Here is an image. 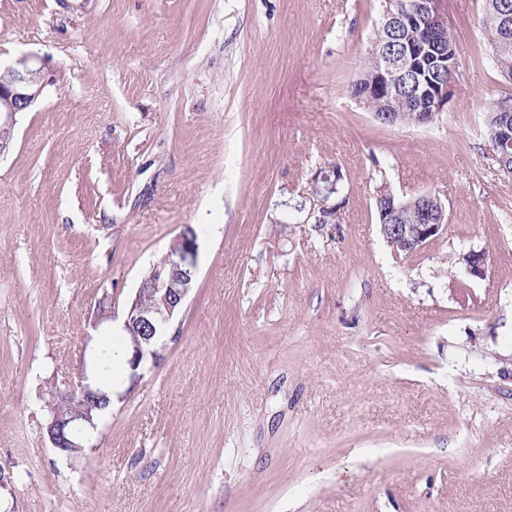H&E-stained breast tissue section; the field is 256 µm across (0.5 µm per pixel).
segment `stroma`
Instances as JSON below:
<instances>
[{
	"label": "stroma",
	"mask_w": 512,
	"mask_h": 512,
	"mask_svg": "<svg viewBox=\"0 0 512 512\" xmlns=\"http://www.w3.org/2000/svg\"><path fill=\"white\" fill-rule=\"evenodd\" d=\"M440 6L453 96L397 128L348 93L379 0H0V70L53 81L0 154V512H512V177L483 134L512 82L483 0ZM383 186L446 230L395 252ZM188 224L178 338L59 456L47 387Z\"/></svg>",
	"instance_id": "1"
}]
</instances>
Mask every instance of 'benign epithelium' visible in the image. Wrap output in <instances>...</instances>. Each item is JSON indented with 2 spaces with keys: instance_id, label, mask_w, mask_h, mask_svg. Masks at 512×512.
<instances>
[{
  "instance_id": "benign-epithelium-1",
  "label": "benign epithelium",
  "mask_w": 512,
  "mask_h": 512,
  "mask_svg": "<svg viewBox=\"0 0 512 512\" xmlns=\"http://www.w3.org/2000/svg\"><path fill=\"white\" fill-rule=\"evenodd\" d=\"M392 21L416 29V42L395 60L389 59L383 52L375 54L373 68L365 78L369 93L374 90L392 93L395 73L420 68L428 62L425 48L431 46L440 37L441 31L448 27V17L442 12L439 0H409L398 15L383 10L381 23ZM48 86L50 82L45 80L42 68L37 66L33 57H22L5 68L0 75V127L13 128L17 113L27 111ZM452 86L453 80L444 78L424 92L435 106V111L444 110ZM431 201L428 195L419 196L415 223L382 224L381 234L390 242L400 241L403 249L410 253L420 251L446 228L445 212L434 211L430 206ZM182 243L180 255L172 263L175 272L160 271L154 282L163 306L145 308L140 305L137 294L126 305L123 319V327L127 331L125 352L130 355L134 371L147 359L155 361L159 358V341L170 330V321L193 288L198 270V242L190 236ZM91 393L88 374L82 369L77 382L64 389H54L47 404L52 406L57 401L76 396L85 402Z\"/></svg>"
}]
</instances>
